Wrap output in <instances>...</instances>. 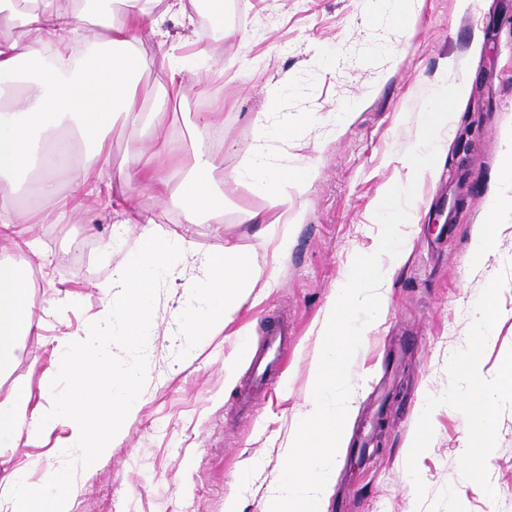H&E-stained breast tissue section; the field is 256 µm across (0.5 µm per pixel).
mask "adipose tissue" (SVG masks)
Instances as JSON below:
<instances>
[{
  "instance_id": "ef3b65f1",
  "label": "adipose tissue",
  "mask_w": 512,
  "mask_h": 512,
  "mask_svg": "<svg viewBox=\"0 0 512 512\" xmlns=\"http://www.w3.org/2000/svg\"><path fill=\"white\" fill-rule=\"evenodd\" d=\"M16 0H0V377L16 363L20 337L33 325L29 300L31 282L15 260L35 252L28 234L27 207L49 200L55 209L53 224H62L76 207L60 193L63 173L79 172L81 181L98 185L104 169H111L121 199L143 193L156 202H175L185 221L197 223L207 212L223 207L224 196L212 185L217 158L206 139L218 115L200 113L191 132L194 144L180 180H173L172 154L165 139L156 138L154 152L136 170L111 168L107 135L117 115L134 112L144 70L139 43L143 34L166 40L167 20L185 16V0H152L157 12L141 0H121L120 19L101 15L100 31L89 37L94 52H86L74 35L99 0H74L72 7L58 0H39L34 10L21 14ZM253 190L273 201L274 207L300 221L292 190L302 188L314 173L278 165L263 146H256L247 165L237 173ZM140 244L127 261L113 269L104 290L103 311L90 331L65 335L54 362L57 375L71 386L62 397H50L35 406L27 390L0 397V449L19 441L41 442L57 426L68 430L62 445L81 449L84 458L109 449L107 432L135 413L141 396L137 363L112 368V341L123 342L138 356L149 355L153 324V287L157 279H179L187 241L163 232L151 217H143ZM203 275L192 281L181 333L186 337L223 326L238 304L241 292L255 287L263 271L237 248L204 256ZM496 315L489 304L478 305L474 322L479 335L456 363L460 376L472 383L476 406L469 415L467 460L486 465L492 446L495 397L512 387V366L488 380L480 371L482 340L493 333ZM42 490H35L23 470L0 479V498H9L11 512H71L75 486L63 467L47 469Z\"/></svg>"
}]
</instances>
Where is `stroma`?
<instances>
[{"label":"stroma","mask_w":512,"mask_h":512,"mask_svg":"<svg viewBox=\"0 0 512 512\" xmlns=\"http://www.w3.org/2000/svg\"><path fill=\"white\" fill-rule=\"evenodd\" d=\"M394 8L393 0H225L209 38L198 39L196 25L179 19L167 22L165 47L142 37L144 111L162 95L169 65L184 71L183 97L166 105L176 143L187 144L199 113L222 115L207 146L222 162L213 180L224 208L188 224L176 205L142 195L117 207L76 177L63 179V192L81 204L65 223L35 225L41 253L19 259L35 281L31 300L42 326L22 338L11 374L0 379L1 396L24 387L33 404L43 403L49 379L56 394L66 392L68 381L54 378L51 365L58 342L93 327L103 284L138 245L142 208L191 251L183 279L155 286L152 355L137 361L122 344L112 346L113 368L138 362L143 386L138 410L108 453L89 463L77 450L61 454L59 428L40 444L7 451V468L24 469L36 484L45 468L72 467L79 492L71 512H224L231 493L242 512H261L310 395L318 324L355 257L378 248L377 202L413 180L409 254L350 365L355 409L325 512H448L453 505L512 512V391L495 402L492 459L472 475L463 466L471 387L453 367L473 337V309L486 300L496 329L482 374L497 377L512 363V183L498 180L512 146V0H423L408 27L395 21ZM445 82L462 91L458 118L432 172L416 179L406 155L417 145L427 96ZM285 119L296 124L292 137L261 138V128ZM152 138L143 118L119 121L109 135L112 166L136 168ZM260 144L277 163L315 172L295 196L303 219L284 253L248 220L273 213L271 200L234 177ZM493 195L507 213L497 250L482 265L471 256L472 234ZM227 246L274 278L243 294L230 321L196 337L192 356L182 357L185 281L198 276L201 257ZM274 325L288 329L287 363L248 414L239 400L256 387L240 343L258 346ZM424 405L430 437L418 455L411 444ZM248 463L254 470L246 478Z\"/></svg>","instance_id":"35a3bbf8"}]
</instances>
